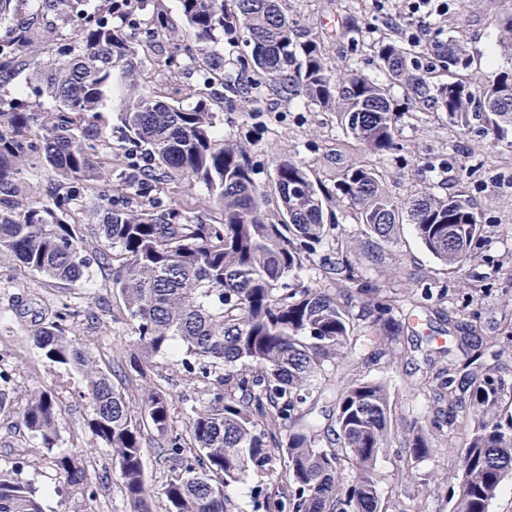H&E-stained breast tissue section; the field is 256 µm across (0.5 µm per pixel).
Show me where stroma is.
<instances>
[{"label": "stroma", "mask_w": 512, "mask_h": 512, "mask_svg": "<svg viewBox=\"0 0 512 512\" xmlns=\"http://www.w3.org/2000/svg\"><path fill=\"white\" fill-rule=\"evenodd\" d=\"M288 15L301 33L323 42L331 64L356 57L362 71L379 78L370 41L384 35L386 27L401 31L407 24L401 0H287ZM497 0H452L448 7L446 33L462 37L474 67L505 69L512 63L500 52V32L491 16ZM358 15L365 38L351 40L340 33L345 18ZM172 42L156 37L145 62L141 81L153 90L183 105L196 101L192 90L196 77L180 60L171 59ZM30 63L6 83L0 84V100L25 98L32 108L51 106L38 92L31 64L39 60L38 47L28 50ZM399 102L404 115L398 123L396 146L377 167L385 176V188L395 200L404 202L426 186L469 197L481 222V235L472 245L473 259L465 267L442 265L421 245L411 225H404L394 244L372 251L352 208H336V236L343 242L352 264L379 285L399 291L402 308H409L415 289L432 284L447 287L450 296L468 294V305L459 314L462 324L478 337L493 336L497 324L512 319V144L490 147L483 122L472 121L465 130L453 131L443 112L415 113L407 97ZM221 135L246 144L255 177L270 183L275 160L291 156L302 160L315 178L333 185L342 170L358 161L354 146L333 113L320 111L303 98L263 101L260 105L225 106ZM202 183L177 177L169 181L158 199L165 205H183L203 222L218 218L216 208L206 206ZM92 285L60 288L11 262H0V371L8 375L11 403L0 412V467L17 468L21 481L37 488L44 512H129L119 472L110 449L97 442L86 421L92 407L84 398L80 373L48 360L31 342V333L47 311L68 304L75 317L71 330L78 342L88 345L101 367L128 359L134 329L119 298L113 295L100 270H92ZM396 356L371 359L360 372L361 379L384 383L391 405L392 447L403 445L410 422L427 415L432 400L415 390L426 365L422 354L446 348L457 362H465L473 349L461 345L458 332L436 316L420 315L404 325L395 345ZM151 383L173 398V423L185 431L191 407L207 402V388L189 374L179 356L168 354L148 364L147 378L140 381L116 378L115 384L131 406H138L142 383ZM50 389L60 406L59 440L55 448L41 447L19 424L29 390ZM86 451L91 462L88 473L98 494L88 497L80 487L63 482L56 466L59 455ZM464 445L456 430L438 434L433 451L403 474L393 456L380 460L388 474L379 494L388 501L389 512H449L444 495L434 484L456 481L462 470ZM143 461L155 512H165L161 490L169 478L170 464L155 441L144 444Z\"/></svg>", "instance_id": "obj_1"}]
</instances>
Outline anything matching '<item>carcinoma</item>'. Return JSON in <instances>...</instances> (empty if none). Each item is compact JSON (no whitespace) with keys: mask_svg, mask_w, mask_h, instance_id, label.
Segmentation results:
<instances>
[{"mask_svg":"<svg viewBox=\"0 0 512 512\" xmlns=\"http://www.w3.org/2000/svg\"><path fill=\"white\" fill-rule=\"evenodd\" d=\"M12 3L0 0V25L9 28L0 42V80L24 66L19 53L38 38L41 90L53 106L34 110L23 98L0 106V258L70 287L89 282L94 266L106 271L133 322L128 372L141 376L151 358L179 352L186 371L208 387L207 402L190 408L183 435L172 428L173 397L161 389L147 387L141 406L130 407L112 373L71 339L70 311H56L31 334L46 358L85 377L93 407L88 429L112 450L129 512H154L143 462L147 432L163 440L173 462L162 488L167 512H236L225 489L248 474L258 478L253 512H384L378 488L386 474L377 461L389 446V392L380 382L345 384L338 368L368 364L361 329L373 344L395 335L398 293L363 281L340 246L320 269L335 290L304 284L300 272L336 229L337 199L348 201L357 223L379 241L391 242L400 224H412L423 246L454 268L472 259L478 215L462 195L433 187L407 202L394 200L369 160L345 169L332 190L303 162L276 160L272 209L247 150L220 135L221 112L226 101L303 97L336 113L356 146L381 156L394 148L400 87L419 110L446 112L454 124L485 120L495 147L512 133V68H472L464 44L450 36L439 49L448 79L433 84L417 45L390 36L377 43L384 75L378 82L352 60L328 65L321 43L300 37L282 0H179L192 46L173 48L184 50L198 75V100L185 108L146 91L128 94L115 151L94 118L112 97L114 73L138 86L148 40L103 11H89L87 0H34L23 21L11 16ZM48 15L81 19L76 41L64 43L55 28L42 27ZM495 23L506 38L503 51L512 55V7L499 10ZM220 36L249 48L233 80L212 50ZM133 154L151 162L152 184L131 178ZM33 159L49 181L21 211L25 163ZM179 176L206 186L218 220L194 221L160 203L115 206L105 190L113 183L124 200H136ZM87 197L96 200L91 243L78 231ZM412 307L446 313L459 325L446 288L424 292ZM448 355H426L434 371L418 388L433 395L435 408L394 449V459L413 469L432 451L428 433L444 431L467 409L462 472L457 483L437 490L446 492L450 512H490L512 476V382L486 366L497 350L486 347L462 366ZM59 416L52 392L41 389L30 393L20 425L50 449ZM58 468L68 484L96 495L84 454L61 456ZM0 512H43L36 489L13 469L0 468Z\"/></svg>","mask_w":512,"mask_h":512,"instance_id":"cac0c4a2","label":"carcinoma"}]
</instances>
